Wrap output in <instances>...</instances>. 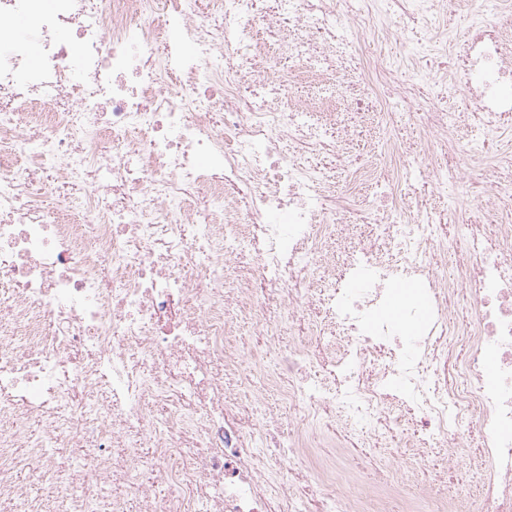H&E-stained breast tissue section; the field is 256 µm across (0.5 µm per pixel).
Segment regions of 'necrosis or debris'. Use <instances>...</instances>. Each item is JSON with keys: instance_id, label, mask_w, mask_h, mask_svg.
Returning <instances> with one entry per match:
<instances>
[{"instance_id": "obj_1", "label": "necrosis or debris", "mask_w": 512, "mask_h": 512, "mask_svg": "<svg viewBox=\"0 0 512 512\" xmlns=\"http://www.w3.org/2000/svg\"><path fill=\"white\" fill-rule=\"evenodd\" d=\"M261 2L0 0V492L16 512L48 497L97 512L113 446L141 512H459L445 485L461 454L481 512H512V0ZM414 35L437 60L424 80ZM304 72L381 125L412 113L423 147L391 136L378 160L338 156L294 92ZM474 165L502 174L494 196L466 183ZM425 169L466 207L425 203ZM347 222L390 246L349 244L357 289L330 261ZM243 250L256 263L225 276ZM397 281L425 294L401 310L408 336L377 316ZM388 435L396 452L360 480ZM90 437L69 469L57 442ZM32 458L41 497L17 480Z\"/></svg>"}]
</instances>
